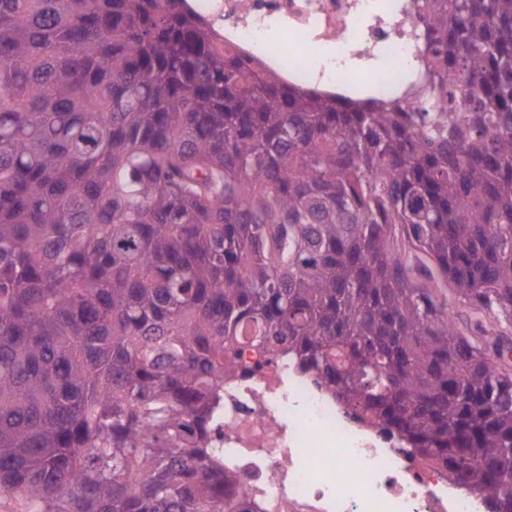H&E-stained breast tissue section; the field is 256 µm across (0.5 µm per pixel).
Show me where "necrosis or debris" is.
I'll return each instance as SVG.
<instances>
[{"label":"necrosis or debris","instance_id":"4bbe7bcc","mask_svg":"<svg viewBox=\"0 0 512 512\" xmlns=\"http://www.w3.org/2000/svg\"><path fill=\"white\" fill-rule=\"evenodd\" d=\"M224 44L289 84L408 112L436 108L415 0H198ZM363 82H355L354 74ZM216 409L224 464L257 512H484L447 471L349 421L287 360L243 348Z\"/></svg>","mask_w":512,"mask_h":512}]
</instances>
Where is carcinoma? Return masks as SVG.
Wrapping results in <instances>:
<instances>
[{"label": "carcinoma", "mask_w": 512, "mask_h": 512, "mask_svg": "<svg viewBox=\"0 0 512 512\" xmlns=\"http://www.w3.org/2000/svg\"><path fill=\"white\" fill-rule=\"evenodd\" d=\"M419 8L421 130L185 0H0V496L248 512L211 447L247 335L512 512V0Z\"/></svg>", "instance_id": "carcinoma-1"}]
</instances>
